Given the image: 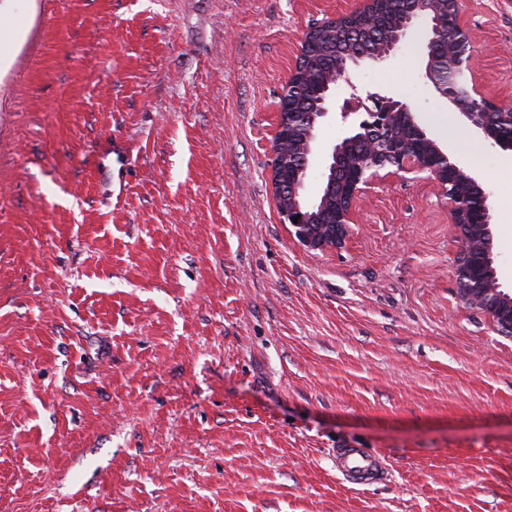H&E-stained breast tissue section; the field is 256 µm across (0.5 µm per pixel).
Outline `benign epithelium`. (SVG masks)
<instances>
[{
	"label": "benign epithelium",
	"mask_w": 512,
	"mask_h": 512,
	"mask_svg": "<svg viewBox=\"0 0 512 512\" xmlns=\"http://www.w3.org/2000/svg\"><path fill=\"white\" fill-rule=\"evenodd\" d=\"M396 2L401 5L404 16L389 47L381 51L350 52L337 63L338 77L324 82L318 111L294 113L296 121L306 128L299 159L279 173L271 169L273 187L286 186L290 198L288 209L281 211V218L289 224V235L302 249L335 251L353 237L356 202L368 185L380 177V171L386 169L395 176L428 174L448 199L451 233L459 245L453 278L460 304L482 313L498 334L512 337V294L501 288L495 266L489 193L427 136L410 112L408 103L369 92L364 97L354 93L341 106L340 115L346 130L331 149L320 192L328 195L336 188L342 160L354 145L364 141L367 150L361 161L348 164L347 201L336 211V223L327 224L319 231L314 229L321 206L317 200L307 202L306 179L316 129L333 106V88L340 81L350 83L352 66L362 61L387 59L422 20L428 23L425 77L486 140L501 148H512V96L501 101L490 100L479 93L475 83L465 78V71L472 70L469 30L459 22L448 39L433 26L430 0Z\"/></svg>",
	"instance_id": "obj_1"
}]
</instances>
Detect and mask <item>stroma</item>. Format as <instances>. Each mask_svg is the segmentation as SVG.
<instances>
[{"label": "stroma", "instance_id": "1", "mask_svg": "<svg viewBox=\"0 0 512 512\" xmlns=\"http://www.w3.org/2000/svg\"><path fill=\"white\" fill-rule=\"evenodd\" d=\"M363 4L0 0V512H512V339L455 297L438 187L373 183L326 253L276 208L301 38ZM460 18L474 82L512 94V0ZM425 37L334 99L411 104L488 192L510 292L512 150L425 79ZM340 448L382 479L342 480Z\"/></svg>", "mask_w": 512, "mask_h": 512}]
</instances>
